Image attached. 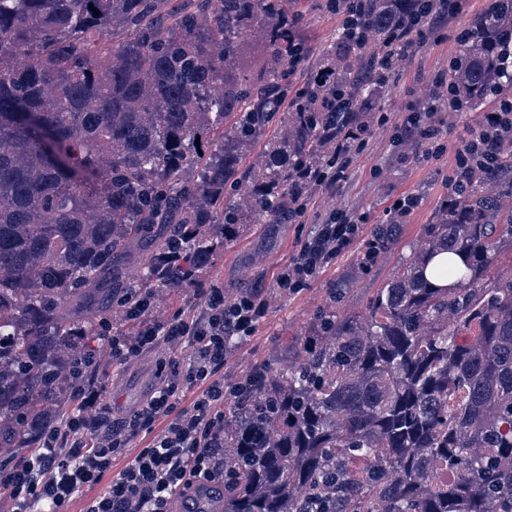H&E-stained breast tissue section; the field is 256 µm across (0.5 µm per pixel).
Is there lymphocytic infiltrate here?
<instances>
[{
    "label": "lymphocytic infiltrate",
    "mask_w": 512,
    "mask_h": 512,
    "mask_svg": "<svg viewBox=\"0 0 512 512\" xmlns=\"http://www.w3.org/2000/svg\"><path fill=\"white\" fill-rule=\"evenodd\" d=\"M461 8V0H434L431 15L417 26L406 21L394 26L390 40L424 47L436 34L434 17L455 16ZM438 103L437 95H429L406 115L401 131L403 140L424 142L429 155L444 149L433 120ZM510 144L512 100L504 99L495 111L485 113L478 131L458 150L456 176L493 165ZM360 226L345 215L332 218L279 275V288L287 293L303 290L351 245ZM200 295L204 306L199 314L177 315L138 335L108 339L109 354L120 365L167 344L168 371L160 387L141 406L109 423L88 413L100 398L99 390L83 389L81 413L53 430L37 432L21 464L0 467V495L10 500L11 512H66L76 493L93 487L98 493L84 512H171L176 497L223 482L225 339L254 336L268 302L253 292L226 300L223 287L215 284ZM185 345L192 354L182 359L177 352ZM139 439L145 447H136Z\"/></svg>",
    "instance_id": "f902f5d3"
}]
</instances>
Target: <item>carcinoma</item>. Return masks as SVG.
<instances>
[{
  "label": "carcinoma",
  "mask_w": 512,
  "mask_h": 512,
  "mask_svg": "<svg viewBox=\"0 0 512 512\" xmlns=\"http://www.w3.org/2000/svg\"><path fill=\"white\" fill-rule=\"evenodd\" d=\"M164 2L0 0V449L76 406L113 308L194 288L245 227L291 221L336 139L367 132L388 31L424 8L360 0L363 42L324 48L298 84L282 0H184L169 21ZM450 82L472 103L512 88V0L471 22ZM511 200L507 150L365 311L335 292L288 364L242 376L224 405L233 479L202 495L222 512H512V275L491 274ZM397 233L377 225L353 278ZM445 252L461 263L435 270L440 288L425 267Z\"/></svg>",
  "instance_id": "carcinoma-1"
}]
</instances>
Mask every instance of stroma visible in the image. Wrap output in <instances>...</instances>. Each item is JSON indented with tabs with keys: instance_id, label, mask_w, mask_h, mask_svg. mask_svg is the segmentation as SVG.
Listing matches in <instances>:
<instances>
[{
	"instance_id": "obj_1",
	"label": "stroma",
	"mask_w": 512,
	"mask_h": 512,
	"mask_svg": "<svg viewBox=\"0 0 512 512\" xmlns=\"http://www.w3.org/2000/svg\"><path fill=\"white\" fill-rule=\"evenodd\" d=\"M489 0H464L460 14L445 23L443 39L426 48L407 52L387 86L381 88L372 123L361 145L362 154L334 190L317 187L308 196L307 210L300 224H252L237 241L225 245L214 257L205 281L220 283L226 294L257 289L269 302L268 315L256 336L236 345L224 366V381L234 384L242 371L259 363L281 365L288 360L287 345L304 334L316 313L323 308L337 281L346 278L362 246L354 241L344 252L296 294L278 288V273L289 267L301 244L314 236L331 211L341 210L364 216V232L375 225L398 223L396 243L382 262L365 271L347 289L339 304L345 312L364 309L369 298L388 279L400 258L409 256L423 224L429 223L437 206L451 190L448 179L454 173L456 155L465 140L476 132L494 100L449 109L440 103L435 116L445 146L440 157L427 159L421 146L395 143V128L406 115L408 105L420 103L437 72L451 70L459 39ZM289 13L300 15L295 36L307 48V57L295 72L297 81L315 74L323 47L335 41L343 29L342 14L330 12L326 0H287ZM411 194L418 205L402 219H394L388 209L399 196ZM160 347L143 357L108 367L100 403L113 415L129 413L143 403L159 383L158 361L166 357Z\"/></svg>"
}]
</instances>
